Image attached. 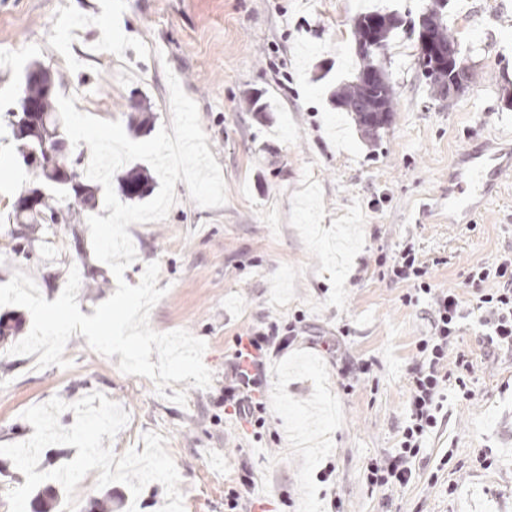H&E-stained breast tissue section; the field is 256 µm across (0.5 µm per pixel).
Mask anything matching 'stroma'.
Wrapping results in <instances>:
<instances>
[{
    "label": "stroma",
    "mask_w": 512,
    "mask_h": 512,
    "mask_svg": "<svg viewBox=\"0 0 512 512\" xmlns=\"http://www.w3.org/2000/svg\"><path fill=\"white\" fill-rule=\"evenodd\" d=\"M428 0H0V284L29 273L47 301L80 275L84 315L115 291L93 253L89 216L36 225L12 238L13 207L35 179L5 114L15 109L27 67L61 72L57 93L94 95L98 116L120 121L131 140L170 127L168 75L197 105L227 200L204 208L175 185L165 219L129 225L137 259L124 272L137 285L159 265L149 324L184 329L206 343L210 387L120 371V355L93 351L73 334L68 367L36 366L0 340V444L33 434L26 409L52 398L73 403L99 392L129 414L110 444L115 455L144 451L157 432L177 467L185 512H512V348L489 343L468 274L512 255V171L502 193L472 224L448 221V167L472 144L512 134V0H448V28L475 44L474 78L443 101L414 65V40L400 31L387 52L394 116L380 140L365 141L330 94L358 66L353 22L362 12L418 19ZM84 26L71 41L63 30ZM263 96L272 109L252 111ZM414 246L436 290H452L463 319L448 359L442 422L412 460L409 485H369L366 467L394 453L409 414L416 344L431 333L432 302L407 306L408 285L390 261ZM277 322L297 337L266 366L264 423L224 410V378L237 337ZM465 380L468 394L458 391ZM185 404L172 402L175 391ZM90 470L77 506L112 496V512H160L157 482L139 497Z\"/></svg>",
    "instance_id": "1"
}]
</instances>
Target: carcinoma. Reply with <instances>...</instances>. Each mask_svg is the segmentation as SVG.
<instances>
[{
  "label": "carcinoma",
  "instance_id": "cac0c4a2",
  "mask_svg": "<svg viewBox=\"0 0 512 512\" xmlns=\"http://www.w3.org/2000/svg\"><path fill=\"white\" fill-rule=\"evenodd\" d=\"M403 26V19L397 13L372 11L361 13L356 18L353 30L354 42H360L367 33L376 35L378 50L363 52L356 50L361 63L352 79L334 90L330 100L332 105L354 116L359 130L372 126L374 134L371 139L379 137L382 125V113L378 112L380 101L393 106L390 97L382 95V89H369L364 77L382 69L378 56L390 47L396 30ZM431 33L435 40L448 42L454 39L448 29V0H431L419 16L418 24L412 32ZM42 70V65L33 64L29 67L24 81L18 111L11 112L13 120L10 125L14 136L21 141V155L25 163L38 169L41 180L29 188L38 197L35 208L20 204L14 205L13 223L15 224H58L66 221L62 215L63 208L58 203L67 202L66 208L84 205L94 198L97 185L86 183L81 173L73 170L71 162L46 166L37 160L44 155L56 142L67 139L63 124L55 111L52 88L55 87L56 75L47 71L40 78L32 79L33 74ZM33 100L39 104V112L27 115L23 112L24 102ZM154 188V179L150 172L142 167H132L120 177L122 196L131 201H139L150 195ZM58 494L55 491L37 492L30 501L31 512H56L59 508Z\"/></svg>",
  "mask_w": 512,
  "mask_h": 512
}]
</instances>
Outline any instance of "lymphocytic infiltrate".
Instances as JSON below:
<instances>
[{
    "instance_id": "1",
    "label": "lymphocytic infiltrate",
    "mask_w": 512,
    "mask_h": 512,
    "mask_svg": "<svg viewBox=\"0 0 512 512\" xmlns=\"http://www.w3.org/2000/svg\"><path fill=\"white\" fill-rule=\"evenodd\" d=\"M391 272L411 287L404 297L405 304H417L423 294L432 295L435 304L432 334L420 341L418 359L411 369L410 413L400 446L395 454L367 468L366 480L370 485L401 489L412 478L411 462L419 454L424 437L438 425L448 381L442 372L443 363L458 341L460 300L450 290L433 292L426 279V265L412 246H405L394 257ZM469 279L479 290L477 306L486 310L485 320L497 342L512 345V257H503L492 265L473 266ZM490 281L495 282V289L485 290V283ZM291 343V336L280 334L273 323L237 341L231 376L224 388V404L231 407L235 416L251 425L261 423L265 410L262 384L268 357L286 350Z\"/></svg>"
}]
</instances>
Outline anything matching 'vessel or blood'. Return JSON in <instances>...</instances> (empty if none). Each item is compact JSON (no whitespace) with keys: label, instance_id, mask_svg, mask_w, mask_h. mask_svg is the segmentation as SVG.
I'll return each mask as SVG.
<instances>
[{"label":"vessel or blood","instance_id":"b4317fda","mask_svg":"<svg viewBox=\"0 0 512 512\" xmlns=\"http://www.w3.org/2000/svg\"><path fill=\"white\" fill-rule=\"evenodd\" d=\"M512 170V144L479 143L458 155L448 171V221L471 224L497 197Z\"/></svg>","mask_w":512,"mask_h":512}]
</instances>
